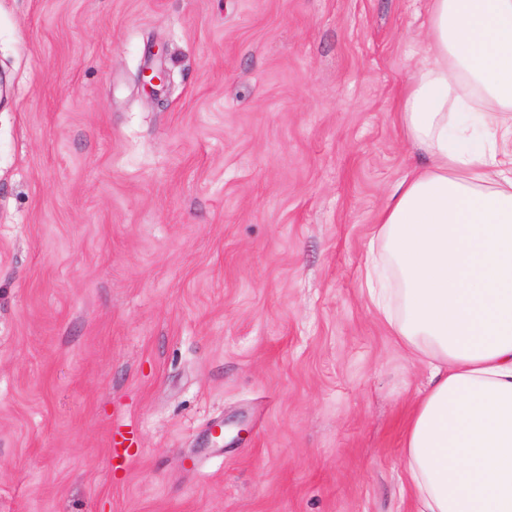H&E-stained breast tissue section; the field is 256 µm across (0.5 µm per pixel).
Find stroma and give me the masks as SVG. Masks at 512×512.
Listing matches in <instances>:
<instances>
[{
    "mask_svg": "<svg viewBox=\"0 0 512 512\" xmlns=\"http://www.w3.org/2000/svg\"><path fill=\"white\" fill-rule=\"evenodd\" d=\"M428 22L0 0V512H415L427 372L362 274Z\"/></svg>",
    "mask_w": 512,
    "mask_h": 512,
    "instance_id": "stroma-1",
    "label": "stroma"
}]
</instances>
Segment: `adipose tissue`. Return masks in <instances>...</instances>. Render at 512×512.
<instances>
[{
    "instance_id": "adipose-tissue-1",
    "label": "adipose tissue",
    "mask_w": 512,
    "mask_h": 512,
    "mask_svg": "<svg viewBox=\"0 0 512 512\" xmlns=\"http://www.w3.org/2000/svg\"><path fill=\"white\" fill-rule=\"evenodd\" d=\"M398 123L428 158L380 212L364 277L427 362L404 434L417 512H512V0H430Z\"/></svg>"
}]
</instances>
